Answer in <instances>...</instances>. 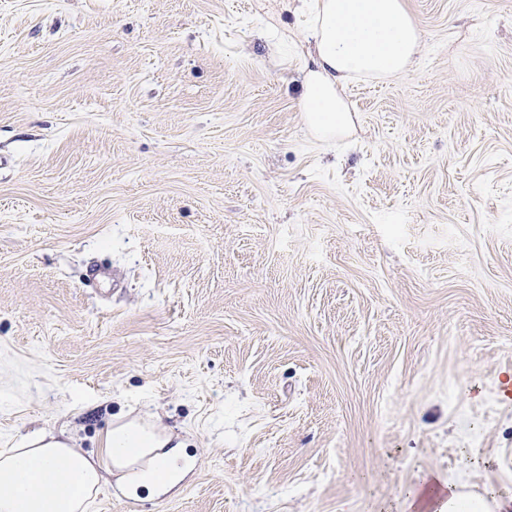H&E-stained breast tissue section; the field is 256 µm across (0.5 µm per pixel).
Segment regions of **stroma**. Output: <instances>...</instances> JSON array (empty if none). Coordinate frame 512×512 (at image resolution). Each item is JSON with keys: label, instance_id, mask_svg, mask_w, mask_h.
<instances>
[{"label": "stroma", "instance_id": "stroma-1", "mask_svg": "<svg viewBox=\"0 0 512 512\" xmlns=\"http://www.w3.org/2000/svg\"><path fill=\"white\" fill-rule=\"evenodd\" d=\"M403 2L323 143L290 0H0V450L161 419L178 484L86 512L512 496V0Z\"/></svg>", "mask_w": 512, "mask_h": 512}]
</instances>
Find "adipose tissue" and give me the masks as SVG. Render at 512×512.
Masks as SVG:
<instances>
[{
    "mask_svg": "<svg viewBox=\"0 0 512 512\" xmlns=\"http://www.w3.org/2000/svg\"><path fill=\"white\" fill-rule=\"evenodd\" d=\"M313 45L304 60L305 119L323 142L333 141L348 122L340 93L352 75L386 78L406 74L418 53L422 33L402 0H313ZM161 431H146L135 422L108 428L100 463L89 462L64 441L38 433L0 453V512H83L95 495L102 472L113 459L135 460L152 453L153 466L137 480L152 491L175 471L176 453ZM445 499L443 512H512V497L473 498L460 486L436 477L408 495L410 503L425 496Z\"/></svg>",
    "mask_w": 512,
    "mask_h": 512,
    "instance_id": "adipose-tissue-1",
    "label": "adipose tissue"
}]
</instances>
